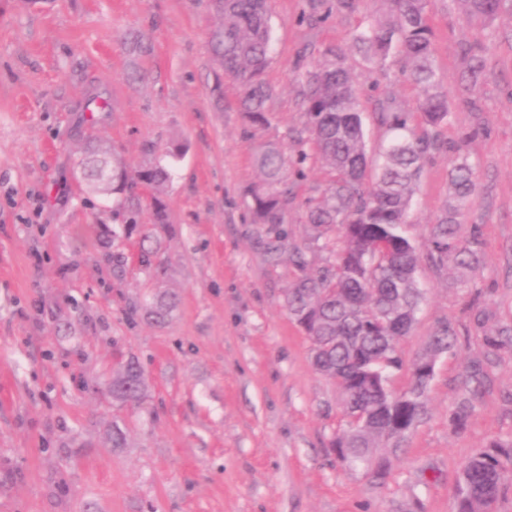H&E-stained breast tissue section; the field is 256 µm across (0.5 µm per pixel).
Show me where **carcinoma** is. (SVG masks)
I'll return each mask as SVG.
<instances>
[{"label":"carcinoma","instance_id":"1","mask_svg":"<svg viewBox=\"0 0 512 512\" xmlns=\"http://www.w3.org/2000/svg\"><path fill=\"white\" fill-rule=\"evenodd\" d=\"M457 2L469 19L481 23L512 9V0ZM389 4L386 16L356 36V47L368 63H382L392 55L401 58L408 80L419 91V123L395 98L377 99L375 114L385 140L375 165H370L354 75L343 48L331 45L314 64H296L309 138L298 137L291 155L275 143L263 145L256 153L260 180L246 191L251 223L264 226L266 260L277 264L288 243L287 180L305 176L312 159L327 172V188L307 202L305 224L308 248L329 250L333 259L314 265L304 250L293 249L290 260L300 275L288 288L284 305L311 342L312 365L341 392L345 425L329 448L342 463L365 470L375 481L385 476L388 466L379 449L395 452L405 447L409 434L428 419V388L437 360L458 348V324L440 321L412 362L406 386L399 392L390 389L393 374L403 368L399 340L410 333L424 298L419 268L424 263L438 268L451 259L458 270L472 272L479 266L482 246L477 229L467 237L461 232L460 217L473 205L476 191L466 156L471 135L451 146L441 137L440 129L448 121V93L438 73L428 0ZM210 6L220 18L212 35V53L224 72L238 81L239 109L246 121L266 125L273 94L263 79L273 41L268 0H210ZM462 55V80L470 89L483 80L486 63L471 46L463 48ZM448 151L455 154L448 172L451 200L419 245L403 227L424 166L434 154ZM82 162L78 179L94 192L117 196L118 209H139L138 186L152 191V223L130 218L112 229V240L137 239L140 267L159 273L161 241L156 230L168 224L164 188L172 177L170 167L156 161L133 170L96 142L85 145ZM337 237L343 242L339 250L334 247ZM174 305L172 296L144 307L132 303L126 316L132 322L140 317L161 322ZM483 343L491 354L512 353V322L484 333ZM487 376L486 365L477 362L470 367L449 415L453 426L465 425ZM104 388L112 402L137 406L145 396V374L135 361L121 362ZM504 457L512 461V438L493 443L462 466L457 512H493L512 478L502 463Z\"/></svg>","mask_w":512,"mask_h":512}]
</instances>
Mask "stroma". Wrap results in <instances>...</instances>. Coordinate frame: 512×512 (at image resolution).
<instances>
[{
  "label": "stroma",
  "mask_w": 512,
  "mask_h": 512,
  "mask_svg": "<svg viewBox=\"0 0 512 512\" xmlns=\"http://www.w3.org/2000/svg\"><path fill=\"white\" fill-rule=\"evenodd\" d=\"M300 22L307 0H270V122L246 123L238 82L215 61L219 17L208 0H0V512H456L462 463L512 436V355L498 357L463 431L448 414L456 382L487 351L471 314L512 320V14L467 21L455 0L428 5L449 142L470 134L475 201L463 231L478 228L479 270L422 265L426 294L399 344L404 370L437 322L466 325L429 388L430 416L389 456L376 482L331 457L343 426L340 393L318 374L310 344L283 307L289 263L270 265L263 227L250 223L244 190L256 182L260 145L293 147L305 126L294 67L330 45L349 47L388 10L362 0L352 13ZM481 43L487 71L462 92L460 47ZM361 91L368 154L383 131L376 98L414 109L418 92L398 56L348 58ZM109 109L85 120L92 93ZM94 134L130 166L171 160L162 274L115 243L127 272L115 277L101 225L110 198L72 177ZM288 242L303 245L308 200L326 186L320 162L290 179ZM448 198V156L425 165L405 232L424 243ZM178 301L160 324L130 323L136 300ZM135 358L145 402L113 405L102 387L116 352ZM126 431L113 447L112 424Z\"/></svg>",
  "instance_id": "stroma-1"
}]
</instances>
